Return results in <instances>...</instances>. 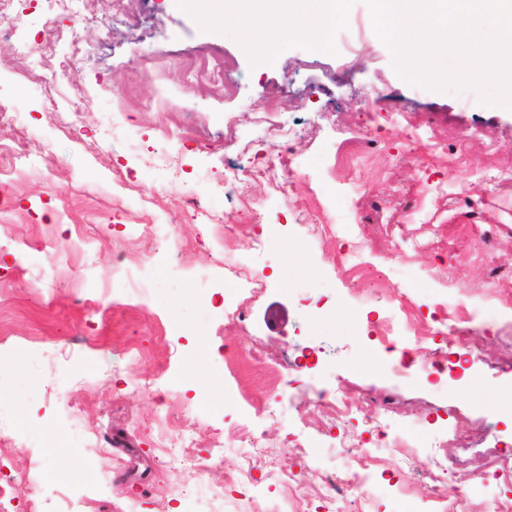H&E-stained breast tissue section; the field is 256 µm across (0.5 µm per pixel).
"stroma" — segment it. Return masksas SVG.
Wrapping results in <instances>:
<instances>
[{
	"label": "stroma",
	"instance_id": "1",
	"mask_svg": "<svg viewBox=\"0 0 512 512\" xmlns=\"http://www.w3.org/2000/svg\"><path fill=\"white\" fill-rule=\"evenodd\" d=\"M10 8L19 23L0 28V145L26 130L49 162L19 173L0 165V286L9 293L0 304L9 338L0 346V421L27 446L0 473L40 462V512H122L130 502L139 512H206L207 502L183 495L182 473L157 460L151 426L175 402L199 411L196 455L225 451L210 486L241 465L244 430L267 446L250 464L255 512H277L280 473L294 474L299 495L316 502L319 470L342 477L357 458L338 438L324 439L306 462L287 447L319 423L305 394L311 382L331 392L344 378L354 397L390 407L370 469L384 493L368 512H409L427 494L418 475L435 459L409 451L411 425L431 435L461 418L458 452L472 476L485 449L512 453V370L496 367L512 363V350L488 344L467 370L438 376L400 369L397 351L368 334V322L385 313L380 301L365 300V281L336 273L307 223L314 214L334 225L355 259L388 260L389 289L408 293L421 317L440 299H483L512 277V188L482 181L489 149L512 159V112L481 104L473 88L438 92L401 79L363 0H342L329 42L295 37L266 56L245 48L259 17L227 21L211 37L200 14L173 0H123L117 9L85 0L78 26L60 0H12ZM73 26L85 47L76 57L50 36ZM223 57L234 64L231 92L201 81L160 103L162 89L180 82V63ZM277 87L274 120L296 133L302 179L256 183L244 208L222 175L273 159L261 130ZM74 108L78 122L63 127L61 113ZM335 125L351 132L339 147ZM429 129L437 145L425 142ZM192 197L205 211L244 217L265 242L252 252L238 236L224 240L228 256L249 254L264 279L245 322L228 314L233 290L190 216ZM133 224H164L168 234L154 252L148 298L126 310L112 258L146 250ZM191 271L206 272V284L186 282ZM293 345L307 367L271 422L244 404L270 397L269 387H240L224 363L258 348L282 360ZM198 371L219 384L198 387ZM76 412L120 458L115 482H96L113 458L87 459ZM408 454L412 468L400 467Z\"/></svg>",
	"mask_w": 512,
	"mask_h": 512
}]
</instances>
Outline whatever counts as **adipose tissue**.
<instances>
[{"label":"adipose tissue","instance_id":"ef3b65f1","mask_svg":"<svg viewBox=\"0 0 512 512\" xmlns=\"http://www.w3.org/2000/svg\"><path fill=\"white\" fill-rule=\"evenodd\" d=\"M178 4L186 11L200 13L210 23L246 14L261 17L250 44L271 51L278 42L302 34L312 32L325 38L340 0H178Z\"/></svg>","mask_w":512,"mask_h":512}]
</instances>
